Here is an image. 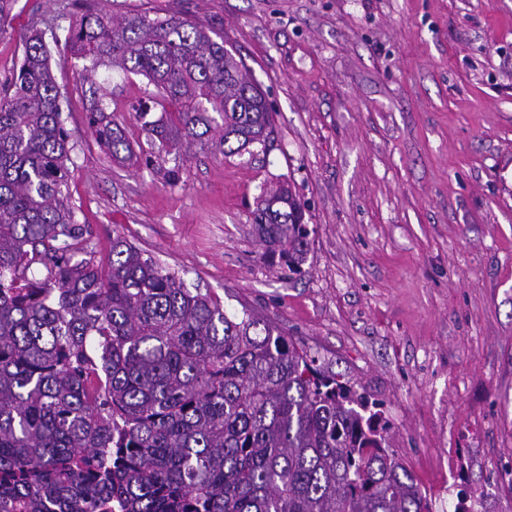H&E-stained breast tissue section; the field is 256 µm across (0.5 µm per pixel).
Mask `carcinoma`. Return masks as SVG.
<instances>
[{"label":"carcinoma","mask_w":512,"mask_h":512,"mask_svg":"<svg viewBox=\"0 0 512 512\" xmlns=\"http://www.w3.org/2000/svg\"><path fill=\"white\" fill-rule=\"evenodd\" d=\"M22 40L0 87V512H429L388 422L283 331L227 314L122 238L106 272L74 260L87 229L62 94L41 36ZM65 49L91 61L89 126L114 155L131 146L99 94L103 62L157 88L132 109L164 148L215 137L228 156L273 135L243 61L198 24L88 12ZM303 219L286 188L253 212L293 269Z\"/></svg>","instance_id":"obj_1"}]
</instances>
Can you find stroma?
<instances>
[{
  "label": "stroma",
  "mask_w": 512,
  "mask_h": 512,
  "mask_svg": "<svg viewBox=\"0 0 512 512\" xmlns=\"http://www.w3.org/2000/svg\"><path fill=\"white\" fill-rule=\"evenodd\" d=\"M179 17L224 38L272 108L274 140L232 156L162 155L131 103L141 76H98L134 151L89 126L85 60L64 43L86 9ZM35 29L52 54L84 256L120 237L251 309L378 405L431 512H512V0H14L0 82ZM306 208L300 271L268 263L264 190Z\"/></svg>",
  "instance_id": "35a3bbf8"
}]
</instances>
